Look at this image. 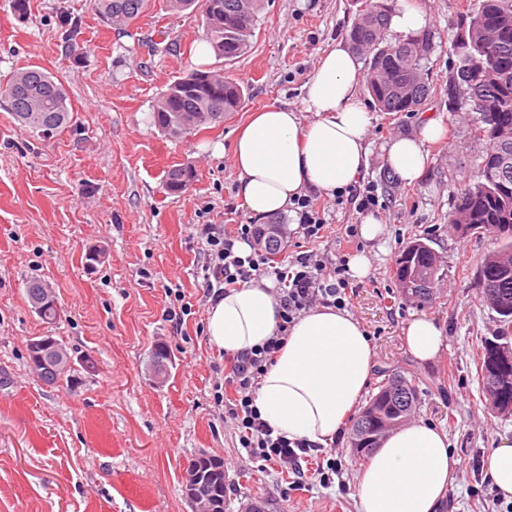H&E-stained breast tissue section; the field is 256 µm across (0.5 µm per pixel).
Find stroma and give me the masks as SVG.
Returning <instances> with one entry per match:
<instances>
[{
    "label": "stroma",
    "instance_id": "obj_1",
    "mask_svg": "<svg viewBox=\"0 0 512 512\" xmlns=\"http://www.w3.org/2000/svg\"><path fill=\"white\" fill-rule=\"evenodd\" d=\"M434 35L427 100L415 112L372 111V154L365 175L382 202L383 234L347 241L339 229L361 214L334 196L316 194L333 232L319 242L328 257L365 253L366 277L355 279L347 309L362 324L376 368L375 394L398 373L416 388L413 417L448 435L460 466L445 512H488L494 492L476 478L473 460L489 461L500 436H512V413L490 410L477 359L496 336L499 316L484 301L477 270L495 249L488 233L461 235L448 217L486 150L470 134L471 112L448 106L452 51L462 12L479 0H418ZM365 0H264L244 54L233 61L203 57L200 15L173 12L151 0L133 25L101 21L90 0H29L18 16L0 0V75L36 65L57 75L73 107L71 129L31 137L0 103V512H191L183 495L190 459L205 453L224 463V512L255 505L262 512H357V477L366 459L349 435L316 452L304 484L269 466L240 467L238 432L224 420L218 393L233 397L224 354L206 328L207 260L193 237L199 224H246L231 167L238 129L269 106L302 107L303 87L323 53L345 39ZM224 69L244 90V103L223 124L187 138L165 137L152 112L162 91L194 69ZM441 121L439 141L426 144L423 176L406 183L383 161L382 147ZM189 165L196 178L169 193V169ZM428 240L440 256L436 302L422 307L402 296L396 262L407 244ZM99 263L88 264L92 251ZM45 281L60 305L43 322L25 292ZM192 310L168 317V290ZM434 320L445 346L431 364L409 354L403 327ZM59 340L75 361L65 378L44 384L27 363V343ZM170 350L164 383L151 377L157 342ZM341 465L331 485L317 465Z\"/></svg>",
    "mask_w": 512,
    "mask_h": 512
}]
</instances>
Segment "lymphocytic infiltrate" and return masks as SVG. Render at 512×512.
Returning <instances> with one entry per match:
<instances>
[{"mask_svg": "<svg viewBox=\"0 0 512 512\" xmlns=\"http://www.w3.org/2000/svg\"><path fill=\"white\" fill-rule=\"evenodd\" d=\"M295 212L296 232L303 236L308 247L292 255L283 268L255 252L244 257L236 253V242L253 241V225L240 224L229 231L214 224H200L196 231L214 277L207 285L211 298H220L262 276L276 281L273 295L280 309L277 332L265 343L230 357L226 381L233 387L234 397L225 404L224 415L234 421L239 444L251 462L262 461L299 476L303 473V462L310 456V443L274 435L254 405L255 394L295 320L320 305L345 308L351 284L346 259L325 257L316 247L324 237L327 222L313 198L296 199Z\"/></svg>", "mask_w": 512, "mask_h": 512, "instance_id": "obj_1", "label": "lymphocytic infiltrate"}]
</instances>
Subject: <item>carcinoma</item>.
<instances>
[{
	"instance_id": "1",
	"label": "carcinoma",
	"mask_w": 512,
	"mask_h": 512,
	"mask_svg": "<svg viewBox=\"0 0 512 512\" xmlns=\"http://www.w3.org/2000/svg\"><path fill=\"white\" fill-rule=\"evenodd\" d=\"M263 0H215L217 7L201 10L207 39L215 53L232 61L245 52L255 28ZM150 0H93L94 10L109 23L130 25L148 10ZM393 13L391 0H371L347 33L354 49L368 57L366 82L375 107L381 112H411L429 94V74L424 62L435 49L433 36L421 42L410 35L392 44L385 34ZM512 0H481L476 11H465L460 33L466 37L457 55V69L468 80L453 75L448 87V102L455 104L457 93L470 97L471 86L481 85L484 97L494 105L495 120L489 124L476 113L471 134L486 143V154L478 166L477 185L489 190L477 195L466 188L457 198L453 212L476 215L479 230L491 231L501 241L499 248L483 259L478 270L479 285L485 295H494V311L499 315L502 335L512 334V176L500 178L495 152L498 143L512 146ZM0 99L9 106L19 124L43 138L73 125L69 96L61 79L39 66L15 71L0 79ZM243 90L224 77L221 70H196L173 81L157 100L153 111L154 125L166 136L183 139L204 126L219 125L238 111ZM192 167L168 170L166 185L170 192L186 191L194 182ZM440 271L435 256L420 258L415 267L398 260L395 278L399 287L414 288L419 304H429L433 297L423 292L420 281ZM478 366L482 388L491 409L512 412V358L503 357L499 338L486 340ZM417 397L407 380L395 375L379 386L352 426L351 445L360 454H373L367 437L375 423L404 416L413 409ZM188 470L195 472L196 484L225 496L224 465L216 459L195 457Z\"/></svg>"
}]
</instances>
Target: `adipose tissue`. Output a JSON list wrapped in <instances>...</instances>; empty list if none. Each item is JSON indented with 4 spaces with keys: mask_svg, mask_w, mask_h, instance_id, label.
I'll list each match as a JSON object with an SVG mask.
<instances>
[{
    "mask_svg": "<svg viewBox=\"0 0 512 512\" xmlns=\"http://www.w3.org/2000/svg\"><path fill=\"white\" fill-rule=\"evenodd\" d=\"M360 68L357 55L336 43L307 81L302 110L267 108L236 136V191L251 217L292 212L295 199L308 191L335 194L367 170L371 116L358 93ZM439 134L431 120L418 135L393 138L383 148L386 164L400 180L416 181L427 162L423 144ZM271 288L261 279L212 303L210 342L233 355L273 336L280 317ZM403 334L420 362L433 361L442 350L443 333L428 317L411 320ZM373 369L360 321L347 310L319 306L290 328L254 404L275 433L325 446L355 412ZM457 466L445 432L423 420L408 422L382 441L361 470L360 512H440Z\"/></svg>",
    "mask_w": 512,
    "mask_h": 512,
    "instance_id": "obj_1",
    "label": "adipose tissue"
}]
</instances>
